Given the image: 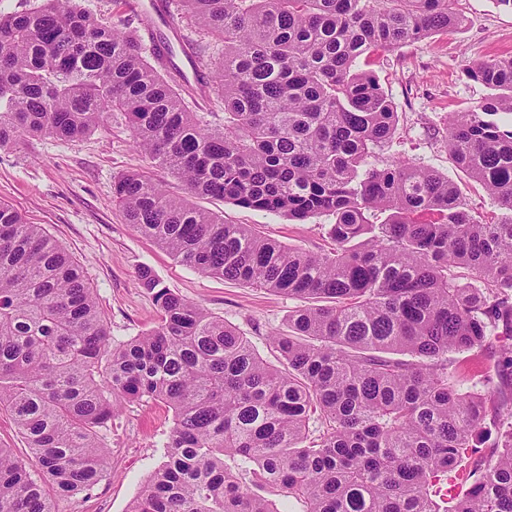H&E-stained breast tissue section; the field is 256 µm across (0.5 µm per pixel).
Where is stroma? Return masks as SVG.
<instances>
[{
  "label": "stroma",
  "mask_w": 512,
  "mask_h": 512,
  "mask_svg": "<svg viewBox=\"0 0 512 512\" xmlns=\"http://www.w3.org/2000/svg\"><path fill=\"white\" fill-rule=\"evenodd\" d=\"M132 0H78L82 10L123 30L141 32ZM460 27L406 43L374 55L366 63L398 113L390 139L376 148L373 162L383 167L397 159L448 176L460 189L470 213L495 222L503 209L482 185L468 178L448 154L450 113L472 106L487 89L467 74L473 63L512 56V11L495 0H459ZM138 171L161 183L169 195L190 198L203 210L231 224L255 227L264 237L310 253L334 246L327 233L332 219L321 215L295 221L234 205L219 198L189 196L184 183L153 167L134 146L124 113L110 117L105 129L81 141L51 135L0 148V201L13 206L30 224L42 225L83 269L94 288L114 339L123 341L155 326L160 312L139 273L150 270L162 287L224 318L245 336L269 363L278 354L270 338L286 332L295 300L208 277L177 262L124 218L113 196L121 176ZM457 356L455 374L464 391L491 390L498 383V345ZM173 425L172 411L162 403L127 405L109 435L108 475L87 496L58 501L57 512H127L140 486L160 461Z\"/></svg>",
  "instance_id": "1"
}]
</instances>
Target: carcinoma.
Instances as JSON below:
<instances>
[{"mask_svg": "<svg viewBox=\"0 0 512 512\" xmlns=\"http://www.w3.org/2000/svg\"><path fill=\"white\" fill-rule=\"evenodd\" d=\"M182 4L224 43L223 127L188 110L132 34L77 0H40L0 13V148L78 142L123 112L139 151L190 194L331 215L336 249L228 224L139 172L115 183L127 222L182 265L301 302L271 338L276 368L147 271L160 321L115 341L79 267L0 202V410L29 449L0 447V512L90 494L112 421L149 401L173 426L129 512H278L266 492L302 512H512V395L462 392L450 373L451 355L512 336V58L470 66L491 94L448 121L456 166L509 210L483 223L438 172L367 162L398 112L357 60L459 26L456 0ZM498 376L512 389V348ZM488 422L485 454L474 436Z\"/></svg>", "mask_w": 512, "mask_h": 512, "instance_id": "1", "label": "carcinoma"}]
</instances>
